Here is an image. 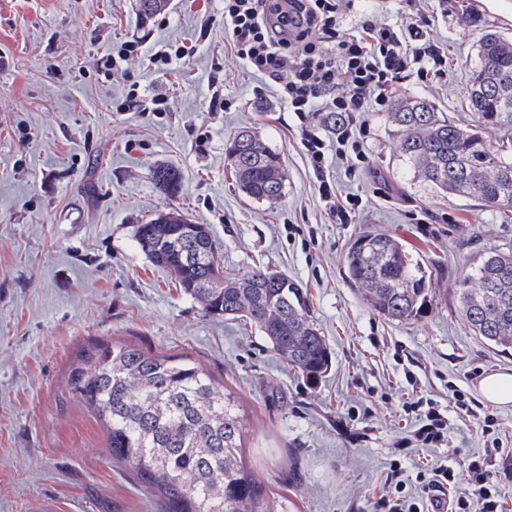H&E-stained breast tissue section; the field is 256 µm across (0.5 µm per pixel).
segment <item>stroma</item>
Returning <instances> with one entry per match:
<instances>
[{
    "label": "stroma",
    "instance_id": "stroma-1",
    "mask_svg": "<svg viewBox=\"0 0 512 512\" xmlns=\"http://www.w3.org/2000/svg\"><path fill=\"white\" fill-rule=\"evenodd\" d=\"M419 11L448 59L445 75L410 83L451 120L466 104L482 35L512 39V0H356L341 6V33L362 15L401 25ZM136 39L195 48L166 75L146 61L134 80L166 91L165 118L116 112L122 82L101 84L92 62ZM227 110H211L212 92ZM369 165L326 173L361 197L354 223L328 216L302 149L300 122L274 84L250 72L224 40V0H169L143 18L136 0H8L0 9V512H165L135 472L114 463L94 412L69 393L68 371L93 343L126 341L190 356L238 395L246 454L277 512H375L399 461L408 486L419 468L481 454L476 424L454 415L451 448L414 444L401 405L413 390L448 406V387L474 392L480 375L512 369V353L481 343L456 307L472 258L512 250V214L449 196L419 179L384 113L369 112ZM251 128L279 152L287 180L273 204L247 198L224 149ZM181 173L175 195L152 179L157 164ZM177 207L210 225L225 269L264 266L306 288L332 356L312 383L288 368L254 327L205 313L154 265L134 227ZM397 237L432 274L418 316L392 322L345 278L343 255L368 230Z\"/></svg>",
    "mask_w": 512,
    "mask_h": 512
}]
</instances>
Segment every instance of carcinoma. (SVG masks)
Wrapping results in <instances>:
<instances>
[{"mask_svg":"<svg viewBox=\"0 0 512 512\" xmlns=\"http://www.w3.org/2000/svg\"><path fill=\"white\" fill-rule=\"evenodd\" d=\"M478 60L468 87L473 127L443 116L426 98L395 101L389 119L400 152L427 183L505 214L512 212V157L487 142L482 129L512 133V92L483 93L478 86L498 81L512 89V41L496 31L486 34ZM226 154L247 197H281V155L252 131L236 133ZM153 179L170 195L180 183L179 172L167 165L157 166ZM134 237L208 314L246 319L309 380L328 371L331 355L310 315L307 293L288 275L263 267L243 275L224 271L210 226L193 223L177 208L136 225ZM344 270L362 300L388 320H409L427 301L426 271L385 233L357 236L345 252ZM455 294L473 335L499 352L512 351V252L480 254ZM67 386L106 424L112 460L157 491L167 512H274L243 461L247 420L238 396L189 357L152 354L124 342L95 344L79 355Z\"/></svg>","mask_w":512,"mask_h":512,"instance_id":"obj_1","label":"carcinoma"}]
</instances>
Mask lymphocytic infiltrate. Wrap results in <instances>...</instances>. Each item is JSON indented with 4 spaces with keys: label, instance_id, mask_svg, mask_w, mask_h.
Masks as SVG:
<instances>
[{
    "label": "lymphocytic infiltrate",
    "instance_id": "lymphocytic-infiltrate-1",
    "mask_svg": "<svg viewBox=\"0 0 512 512\" xmlns=\"http://www.w3.org/2000/svg\"><path fill=\"white\" fill-rule=\"evenodd\" d=\"M429 28L422 12L404 28L368 17L343 37L337 0H224V35L231 51L253 73L270 78L280 101L296 114L316 191L336 223H353L361 203L357 195L337 193L325 173L327 153L335 151L337 161L351 169L366 164L362 114L389 111L398 88L444 73L448 60L432 43ZM141 55L142 43L126 40L99 57L94 68L105 79L125 81L117 111H169L166 92H146L130 79L129 68ZM321 112L345 116L332 139H325L314 122ZM448 400L476 422L484 441L483 453L467 463L468 489L458 490L459 475L445 462L420 472L417 486L408 488L394 462L376 501L381 512H503L500 488L489 479L490 466L507 456L498 418L456 385H449ZM403 410L421 421L417 441L448 443L453 425L436 401L421 396Z\"/></svg>",
    "mask_w": 512,
    "mask_h": 512
}]
</instances>
